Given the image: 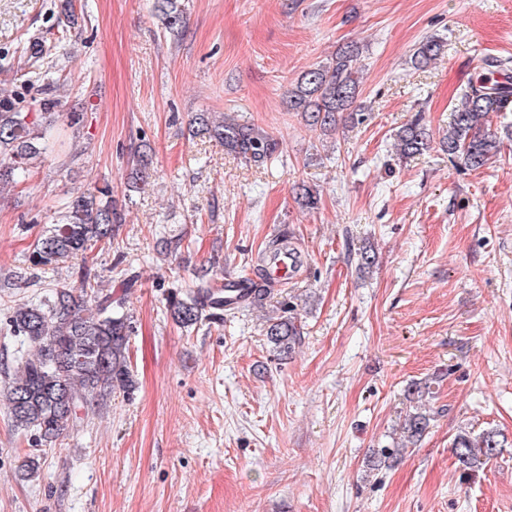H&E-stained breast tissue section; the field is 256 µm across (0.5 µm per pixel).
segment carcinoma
<instances>
[{
  "mask_svg": "<svg viewBox=\"0 0 512 512\" xmlns=\"http://www.w3.org/2000/svg\"><path fill=\"white\" fill-rule=\"evenodd\" d=\"M166 29L182 26L179 0H155ZM443 51V42L430 38L415 49L412 62L425 68ZM360 49L347 45L324 65L301 73L288 90V111L301 116L305 124L325 135L336 131L339 117L354 118V104L360 92ZM40 83V120H29L23 100L0 98V185L14 182L17 174L36 165L49 148L52 132L60 118L80 120V113L58 111L55 83L49 71L28 77ZM512 111V61L490 58L475 82L471 83L452 110L448 137L442 140L451 158L468 169H479L500 151L501 141L488 128V118ZM198 132L224 145L238 158L256 165L272 159L277 142L251 124L227 115L217 120L206 113L197 117ZM400 155L414 157L430 147L428 129L416 119L397 134ZM122 222L121 212L112 200V185L105 182L65 203L58 222L41 236L28 256L30 279L39 278L47 266L59 265L83 256L99 242L112 236V224ZM80 287L52 289L51 295L26 303L9 316L11 329L24 338L34 353L21 359L8 389L3 393L16 430L35 433V442L52 444L65 431L77 425L90 401L104 405L119 391L131 393L135 381L130 369L128 337L131 326L120 312L122 302L112 299V291L92 285V272L78 268ZM248 293L244 302L262 304L271 294L272 279L260 270L256 278L246 277ZM240 302L224 297V289L201 281L185 296L170 295L168 310L173 320L189 327L204 315L224 318V312ZM267 336L276 348L290 352L301 342L302 327L293 309L286 306L281 315L268 320ZM430 415L416 411L403 426L406 441L414 446L429 429ZM499 434L487 431L478 438L465 433L454 439L452 452L465 470L476 471L500 454Z\"/></svg>",
  "mask_w": 512,
  "mask_h": 512,
  "instance_id": "carcinoma-1",
  "label": "carcinoma"
}]
</instances>
